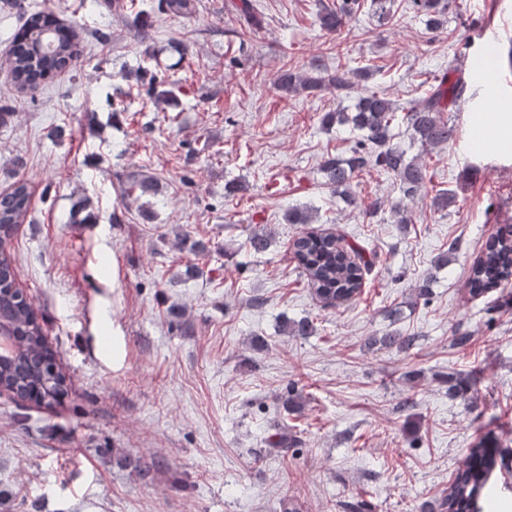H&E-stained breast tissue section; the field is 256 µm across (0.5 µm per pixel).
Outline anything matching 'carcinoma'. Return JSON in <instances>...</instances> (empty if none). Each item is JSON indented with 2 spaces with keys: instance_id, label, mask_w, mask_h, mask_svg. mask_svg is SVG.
Instances as JSON below:
<instances>
[{
  "instance_id": "obj_1",
  "label": "carcinoma",
  "mask_w": 512,
  "mask_h": 512,
  "mask_svg": "<svg viewBox=\"0 0 512 512\" xmlns=\"http://www.w3.org/2000/svg\"><path fill=\"white\" fill-rule=\"evenodd\" d=\"M414 10L427 16L439 27L443 16L454 6L453 0H411ZM15 6L25 16L24 36L14 34L10 49V76L14 85L23 91H33L42 80L71 67L80 56L75 31L64 34L54 15L45 10L28 12L17 2ZM126 8L134 12L131 25L138 31L137 44L142 54L155 57L150 44L154 35L149 30L151 11L140 9L137 0H128ZM359 0H339L338 7L324 8L318 15L319 25L334 32L345 20L358 11ZM157 10L180 17H190L196 11L194 0H157ZM246 35L263 26V17L249 0L241 8ZM367 68L353 71L338 70L330 74L312 75L303 71L284 69L277 91L288 95L300 92H321L333 88L342 96L358 89L369 78ZM467 83L462 71L450 66L444 77L429 84L421 96L404 111L385 95L372 91L358 95L355 111L349 114L336 108L323 116L329 125L352 126L360 132L354 150L347 157L328 154L321 167L328 183L336 190H350L358 173L368 168L378 169L397 182L404 196L413 198L425 187L426 172L416 160L394 144V130L401 125L411 132L413 141L423 148L444 147L456 137V127L443 117L449 108L464 97ZM126 193L154 195L156 183L151 176L132 179ZM30 191L24 181L15 182L11 189L0 194V326L13 337V353L7 362L0 363V385L21 401L48 403L61 397L67 387V376L58 365L56 353L48 346L33 304L15 295L16 269L10 241L17 225L29 214ZM290 224H311L309 208H291L285 215ZM291 250L302 274L317 300L325 305L331 301H348L357 296L370 272L375 254H366L358 245H339L333 235L301 233L291 243ZM512 277V225L502 228L484 246L481 256L471 266L468 286L473 296H479ZM416 338L401 333L379 339L381 346L407 352ZM508 450L481 442L468 449L462 467L448 486V493L434 501H425L420 512H482V503L490 497L488 481L492 471L509 467Z\"/></svg>"
}]
</instances>
